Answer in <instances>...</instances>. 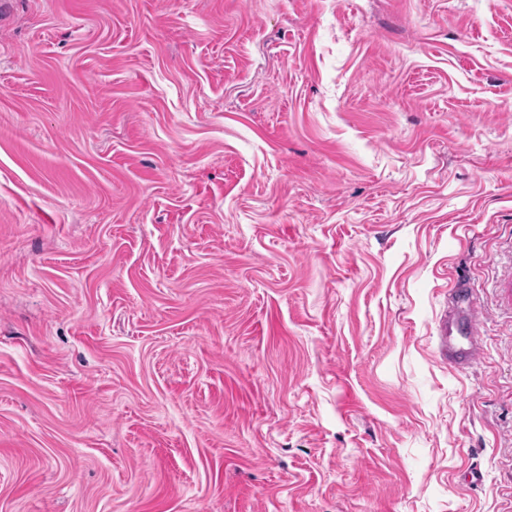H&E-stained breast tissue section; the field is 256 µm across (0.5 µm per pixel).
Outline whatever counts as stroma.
Listing matches in <instances>:
<instances>
[{
	"label": "stroma",
	"instance_id": "obj_1",
	"mask_svg": "<svg viewBox=\"0 0 512 512\" xmlns=\"http://www.w3.org/2000/svg\"><path fill=\"white\" fill-rule=\"evenodd\" d=\"M0 512H512V0H6ZM482 316V306L470 297L465 280L458 278L448 293V309L436 324L439 357L448 365L463 368L482 357Z\"/></svg>",
	"mask_w": 512,
	"mask_h": 512
}]
</instances>
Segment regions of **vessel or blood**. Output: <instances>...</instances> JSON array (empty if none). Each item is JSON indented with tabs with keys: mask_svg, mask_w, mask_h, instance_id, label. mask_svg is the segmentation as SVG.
Masks as SVG:
<instances>
[{
	"mask_svg": "<svg viewBox=\"0 0 512 512\" xmlns=\"http://www.w3.org/2000/svg\"><path fill=\"white\" fill-rule=\"evenodd\" d=\"M483 308L470 297L464 280H457L448 293V307L436 324L438 353L442 360L463 368L483 355L480 320Z\"/></svg>",
	"mask_w": 512,
	"mask_h": 512,
	"instance_id": "obj_1",
	"label": "vessel or blood"
}]
</instances>
